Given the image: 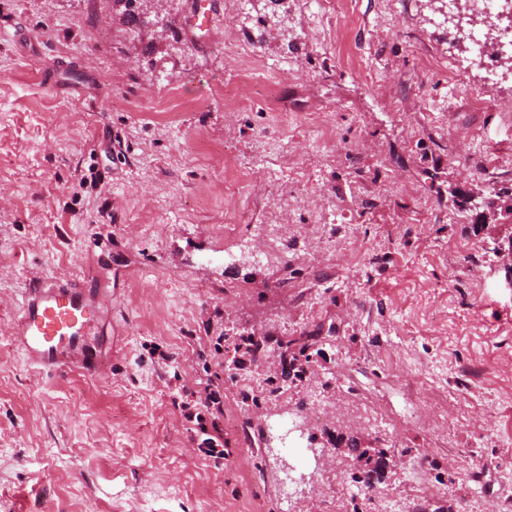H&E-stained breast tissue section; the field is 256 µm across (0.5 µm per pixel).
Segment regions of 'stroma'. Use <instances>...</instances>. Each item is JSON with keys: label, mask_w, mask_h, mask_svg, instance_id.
<instances>
[{"label": "stroma", "mask_w": 512, "mask_h": 512, "mask_svg": "<svg viewBox=\"0 0 512 512\" xmlns=\"http://www.w3.org/2000/svg\"><path fill=\"white\" fill-rule=\"evenodd\" d=\"M439 7L165 0L135 26L116 0H0V512H501L512 79L493 109L450 84ZM61 274L104 294L98 374L38 373L11 335ZM208 383L236 420L220 465L182 408ZM340 436L386 452L374 488Z\"/></svg>", "instance_id": "stroma-1"}]
</instances>
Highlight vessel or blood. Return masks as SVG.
<instances>
[{
    "mask_svg": "<svg viewBox=\"0 0 512 512\" xmlns=\"http://www.w3.org/2000/svg\"><path fill=\"white\" fill-rule=\"evenodd\" d=\"M101 309L100 292L68 276L29 285L13 328L28 365L48 373L70 369L95 372L96 323Z\"/></svg>",
    "mask_w": 512,
    "mask_h": 512,
    "instance_id": "1",
    "label": "vessel or blood"
}]
</instances>
